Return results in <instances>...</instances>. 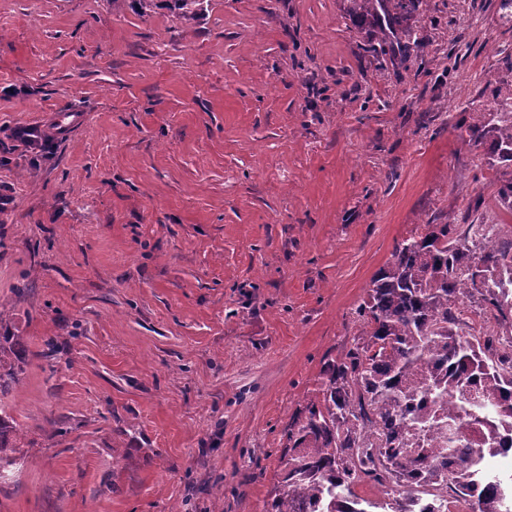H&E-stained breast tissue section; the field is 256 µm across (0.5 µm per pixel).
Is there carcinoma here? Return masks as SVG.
I'll return each mask as SVG.
<instances>
[{"mask_svg":"<svg viewBox=\"0 0 512 512\" xmlns=\"http://www.w3.org/2000/svg\"><path fill=\"white\" fill-rule=\"evenodd\" d=\"M176 19L190 22L205 0H167ZM391 26L413 0H353ZM494 133L492 154L512 162V114L497 113L488 128H472L479 142ZM469 302L482 318L475 330L462 317ZM362 333L325 365L317 393L287 429L286 467L269 512H370L374 502L355 487L370 482L404 512L419 494L451 492L470 512H512V493L490 458L512 452V236L496 224H427L398 244L372 279L359 306ZM0 342V396L19 383L21 368ZM432 368L425 398L448 397V447L401 446L411 424L424 433L430 417L410 390L416 368ZM480 433L478 445L468 431ZM378 434L370 443L368 433ZM9 425L0 407V462L10 460Z\"/></svg>","mask_w":512,"mask_h":512,"instance_id":"carcinoma-1","label":"carcinoma"}]
</instances>
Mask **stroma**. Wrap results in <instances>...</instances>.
Here are the masks:
<instances>
[{"label": "stroma", "instance_id": "obj_1", "mask_svg": "<svg viewBox=\"0 0 512 512\" xmlns=\"http://www.w3.org/2000/svg\"><path fill=\"white\" fill-rule=\"evenodd\" d=\"M510 95L498 0H0V512H267L395 246L512 226L471 137ZM169 9L175 14L176 19L181 22H190L198 19L204 11L205 0H165ZM353 2L359 6L360 10L375 16L379 24L384 22L389 26H396L413 4V0H353ZM11 337V339H10ZM14 336H3L5 345L0 340V396L9 392L19 383L21 368L9 358L10 346Z\"/></svg>", "mask_w": 512, "mask_h": 512}]
</instances>
